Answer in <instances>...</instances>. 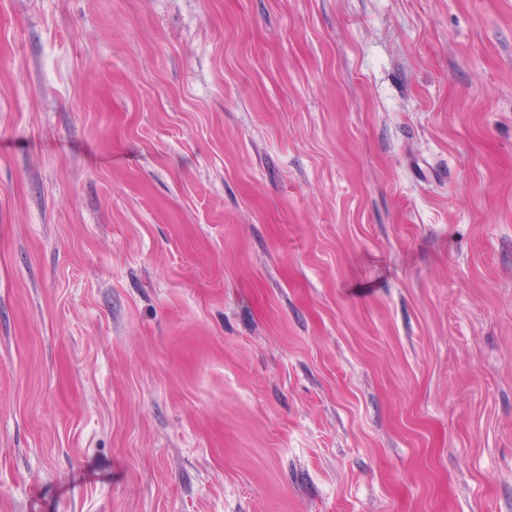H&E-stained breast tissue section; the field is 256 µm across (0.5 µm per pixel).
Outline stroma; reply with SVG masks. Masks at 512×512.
Instances as JSON below:
<instances>
[{
  "label": "stroma",
  "instance_id": "35a3bbf8",
  "mask_svg": "<svg viewBox=\"0 0 512 512\" xmlns=\"http://www.w3.org/2000/svg\"><path fill=\"white\" fill-rule=\"evenodd\" d=\"M0 512H512V0H0Z\"/></svg>",
  "mask_w": 512,
  "mask_h": 512
}]
</instances>
